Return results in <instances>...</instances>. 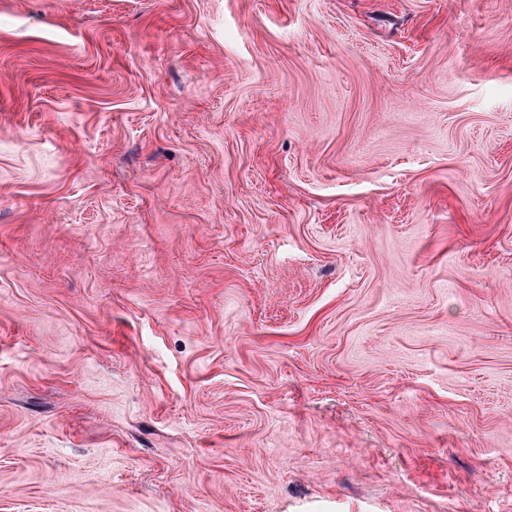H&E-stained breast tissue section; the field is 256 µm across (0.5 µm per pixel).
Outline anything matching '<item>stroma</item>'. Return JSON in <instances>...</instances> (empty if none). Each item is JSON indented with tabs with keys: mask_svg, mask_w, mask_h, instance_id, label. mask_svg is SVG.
<instances>
[{
	"mask_svg": "<svg viewBox=\"0 0 512 512\" xmlns=\"http://www.w3.org/2000/svg\"><path fill=\"white\" fill-rule=\"evenodd\" d=\"M0 512H512V0H0Z\"/></svg>",
	"mask_w": 512,
	"mask_h": 512,
	"instance_id": "stroma-1",
	"label": "stroma"
}]
</instances>
